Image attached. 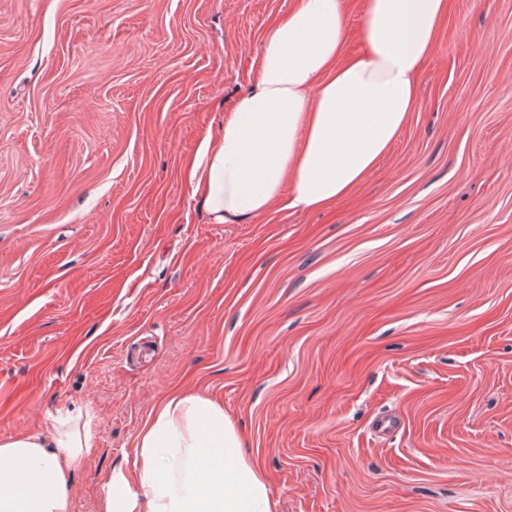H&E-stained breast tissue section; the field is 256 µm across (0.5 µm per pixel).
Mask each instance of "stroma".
Masks as SVG:
<instances>
[{
  "label": "stroma",
  "mask_w": 512,
  "mask_h": 512,
  "mask_svg": "<svg viewBox=\"0 0 512 512\" xmlns=\"http://www.w3.org/2000/svg\"><path fill=\"white\" fill-rule=\"evenodd\" d=\"M291 3L0 0V438L88 409L101 512L190 386L278 512H512V0H451L353 195L210 223L185 165Z\"/></svg>",
  "instance_id": "stroma-1"
}]
</instances>
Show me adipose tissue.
Returning <instances> with one entry per match:
<instances>
[{
    "label": "adipose tissue",
    "mask_w": 512,
    "mask_h": 512,
    "mask_svg": "<svg viewBox=\"0 0 512 512\" xmlns=\"http://www.w3.org/2000/svg\"><path fill=\"white\" fill-rule=\"evenodd\" d=\"M450 0H293L268 26L249 90L201 139L188 170L211 223L323 210L372 172L418 103ZM79 408L0 439V512H71L69 474L94 449ZM104 512H276L270 484L222 403L171 390L143 421L131 469L103 479Z\"/></svg>",
    "instance_id": "1"
}]
</instances>
